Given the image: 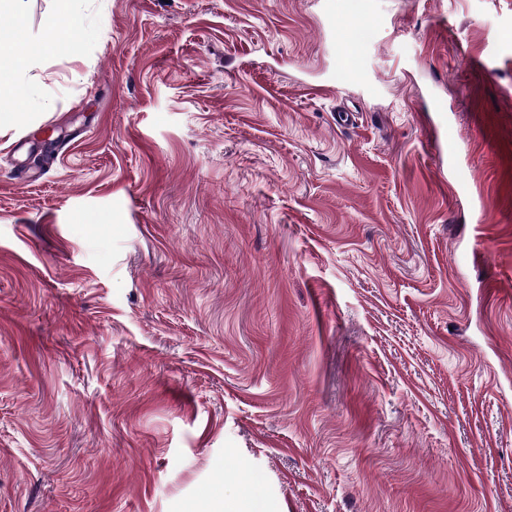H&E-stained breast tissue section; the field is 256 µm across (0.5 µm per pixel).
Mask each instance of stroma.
<instances>
[{
	"label": "stroma",
	"mask_w": 512,
	"mask_h": 512,
	"mask_svg": "<svg viewBox=\"0 0 512 512\" xmlns=\"http://www.w3.org/2000/svg\"><path fill=\"white\" fill-rule=\"evenodd\" d=\"M324 3L74 0L23 74L0 512H512V0ZM55 2L56 9L46 21V35L39 50L51 53L62 49L76 56L82 50L78 38L82 20L72 7V0H55ZM212 510L207 512H261L259 498L251 493L244 497H218L212 503Z\"/></svg>",
	"instance_id": "35a3bbf8"
}]
</instances>
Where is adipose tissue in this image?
Here are the masks:
<instances>
[{"label":"adipose tissue","mask_w":512,"mask_h":512,"mask_svg":"<svg viewBox=\"0 0 512 512\" xmlns=\"http://www.w3.org/2000/svg\"><path fill=\"white\" fill-rule=\"evenodd\" d=\"M56 9L46 21V35L40 47L31 46L20 33L14 32L0 38V46L5 47L8 62L14 71L26 70L36 57L37 52L51 53L65 50L78 55L82 50L78 32L82 20L76 14L72 0H55Z\"/></svg>","instance_id":"obj_1"}]
</instances>
